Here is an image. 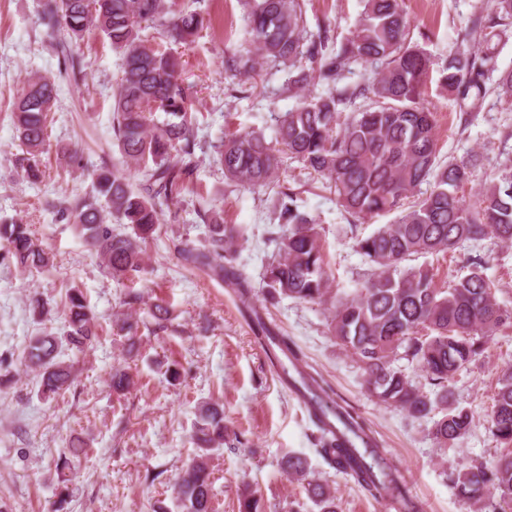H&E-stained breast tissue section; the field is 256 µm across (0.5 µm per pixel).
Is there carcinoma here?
Listing matches in <instances>:
<instances>
[{
    "mask_svg": "<svg viewBox=\"0 0 512 512\" xmlns=\"http://www.w3.org/2000/svg\"><path fill=\"white\" fill-rule=\"evenodd\" d=\"M364 8L351 35L334 45L331 29H306L304 0H248L245 31L250 48L224 51V71L250 77L260 62L285 65L296 71L288 90L308 86L322 92L276 118L274 137L242 130L215 145L224 177L247 188L274 184L285 157L327 177L340 206L358 221H370L397 210L401 201L424 182L433 189L403 212L393 224L356 238V250L372 267L357 294L336 301L331 316L338 344L356 357L368 392L380 403L399 408L415 419H432L431 434L443 447L461 440L473 415L449 401L448 381L479 356L485 338L512 321V313L496 301L484 263L475 260L468 274L439 288L427 268L406 267L419 255L444 253L464 241L492 235L512 244V166L503 165L468 205L458 189L470 181L468 161L440 163L436 155V121L423 102V87L431 60L408 41L409 23L402 0H363ZM44 37L52 44H76L97 31L122 57L121 77L112 103V132L121 166L102 167L96 174L95 196L51 204L74 226L112 278L130 280L144 270L146 245L159 236L162 220L185 202L193 182L192 159L197 140L198 113L181 81V57L163 50L144 34L152 26L171 44L195 41L203 17L178 0H47L43 10ZM512 28V0H496L494 12L466 29L441 70L440 83L460 104L474 109L484 94V78L496 69L497 45L492 38ZM485 46L470 47L478 31ZM353 64L375 68L364 86L338 89L339 74ZM57 89L48 77L27 81L14 104L13 124L23 149L16 166L32 181L41 177L38 157L48 140V117ZM367 96L369 107L343 114L340 106ZM139 177L137 187L131 179ZM278 224L288 227L275 239L263 284L266 301L290 297L321 302L328 293L320 232L316 219L301 211L295 190L276 191ZM207 227L204 244L176 240L174 252L185 268H202L250 299V278L234 265L232 246L240 231L224 223L218 210L201 216ZM1 259L24 273L54 267L28 224H0ZM251 318L269 344L283 355L290 352L282 336L263 313ZM98 325L82 288L66 291L64 332L44 331L29 342L24 364L37 373L45 397L63 395L72 386V365L59 358L67 345L77 351L91 347ZM415 362L433 386L426 393L393 366L397 356ZM133 384L126 369L112 368V391L123 393ZM309 394L310 416L320 432L319 453L337 472L376 499L390 500L397 512H422L402 475L387 464L384 450L359 416L338 404L312 376L302 377ZM490 430L512 447V370L498 379ZM198 454L179 473L174 493L182 512H214L210 451L224 447V408L217 401L199 408L192 436ZM288 476L307 482L310 500L320 512H336L331 491L307 479L305 458L288 456ZM450 481L456 494L473 505L494 492L512 504V452L491 463L473 460L454 469Z\"/></svg>",
    "mask_w": 512,
    "mask_h": 512,
    "instance_id": "obj_1",
    "label": "carcinoma"
}]
</instances>
